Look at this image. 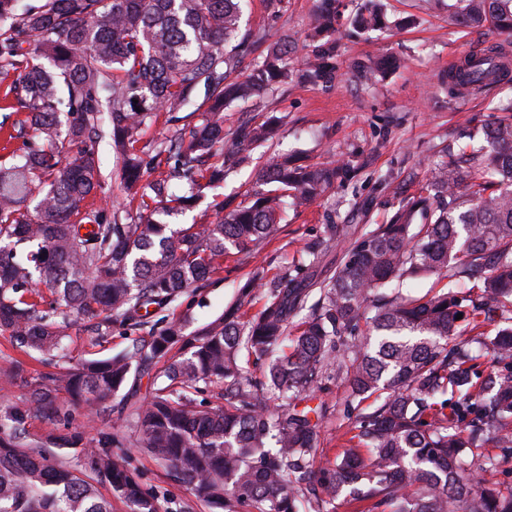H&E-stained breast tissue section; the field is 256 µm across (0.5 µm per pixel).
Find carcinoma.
<instances>
[{"mask_svg": "<svg viewBox=\"0 0 512 512\" xmlns=\"http://www.w3.org/2000/svg\"><path fill=\"white\" fill-rule=\"evenodd\" d=\"M244 0H44L23 9L0 0V75L16 74L9 93L29 113L26 150L0 160V334L55 356L71 316L107 314L130 325L141 310L168 306L197 287L230 250L254 253L281 231L288 205L321 197L346 166L269 157L248 199L214 204L211 224L177 231L153 220L154 205L171 212L193 207L199 193L224 183L234 169L272 140L283 119L268 115L224 132V109L258 97L291 75L288 46L275 43L249 73L244 57L267 39L240 34ZM452 20L488 24L512 35V0H457ZM336 0H321L309 37L319 49L303 75L319 80L336 45ZM512 64L491 48L468 53L448 71L454 87L502 81ZM186 123L145 158L141 131L162 112ZM509 114L484 131L485 145L448 148L431 178L404 198L386 224L358 231L325 225L310 248L314 259L347 239L342 264L321 280L284 273L252 280L224 316L192 334L172 321L146 343L108 359L80 362L34 379L28 402L0 414V512H112L90 482L106 484L129 512H158L126 462L118 442L101 431L61 437L67 452L24 440L28 419H41L54 438L69 413L58 395L112 411L132 366L148 367L179 346L181 356L139 405L125 395L143 448L175 479L224 512H335L342 497L355 512H512V490L483 484L465 458L493 434L512 448V318L481 341L499 369L482 374L481 354L448 347L479 333L512 308V98ZM106 141L137 221H108L84 205L100 188L95 145ZM71 155L64 161L62 149ZM166 175L144 182L147 167ZM189 191L169 193V180ZM40 189L33 211L24 209ZM453 266L446 289L412 299L386 287L440 276ZM466 279L464 296L454 291ZM266 289L261 310L241 309L253 289ZM64 308L60 318L39 308L40 289ZM462 318H457V315ZM265 364V381L248 374ZM342 374L358 411L356 445L331 470L316 471L323 406L312 407L313 385ZM224 384L225 406L199 410L201 386ZM374 399L376 406H364Z\"/></svg>", "mask_w": 512, "mask_h": 512, "instance_id": "carcinoma-1", "label": "carcinoma"}]
</instances>
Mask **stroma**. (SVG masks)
Masks as SVG:
<instances>
[{
    "mask_svg": "<svg viewBox=\"0 0 512 512\" xmlns=\"http://www.w3.org/2000/svg\"><path fill=\"white\" fill-rule=\"evenodd\" d=\"M364 3L339 0L330 73L325 80L310 82L299 68L313 51L308 22L318 0H246L244 29L266 31L274 41L288 39L296 69L287 83L263 98L227 108L224 126L232 129L268 112L282 116L283 124L271 149H258L252 162L230 175L223 187L205 191L202 206L169 216L167 222L175 229L200 218L214 221L213 200L253 187L260 166L274 151L300 152L310 163L339 161L350 167L349 178L309 205L289 209L274 240L251 258H226L202 287L189 288L168 307L155 310L149 325L129 329L116 322L100 336L96 319L73 320L66 341L70 363L127 351L133 341L149 339L152 326H165L175 318L190 332L204 327L235 302L252 276L269 280L303 265L328 219L358 226L386 223L400 201L394 187L415 193L430 178L440 149L472 144L477 130L498 120L494 107L499 99L512 96V80L457 99L448 93V70L464 54L492 45L512 52V37L504 38L485 26L452 22L453 0H381L383 26L362 30L357 19ZM382 60L389 63L385 76L365 83L360 71ZM98 153L108 178L93 206L109 214L126 210L128 200L113 175V155L104 144ZM348 394L349 385L341 377L322 381L312 392V405L325 407L314 468L334 466L356 432L357 412L348 407ZM72 428L84 431L89 439L101 430L116 436L119 455L128 460L141 487L157 498L160 512H220L142 451L141 435L125 416L115 413L98 421L86 406L76 405L68 426L58 433L66 435Z\"/></svg>",
    "mask_w": 512,
    "mask_h": 512,
    "instance_id": "35a3bbf8",
    "label": "stroma"
}]
</instances>
